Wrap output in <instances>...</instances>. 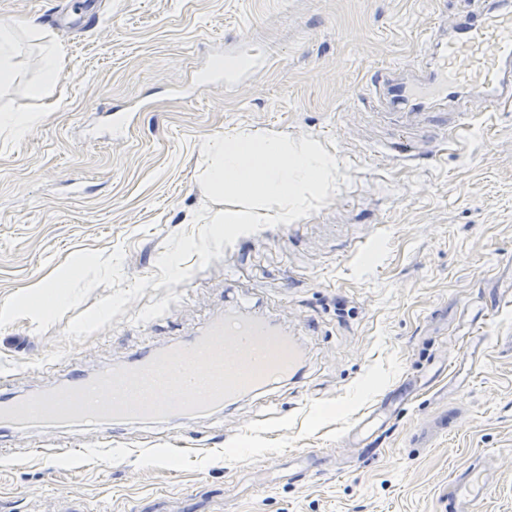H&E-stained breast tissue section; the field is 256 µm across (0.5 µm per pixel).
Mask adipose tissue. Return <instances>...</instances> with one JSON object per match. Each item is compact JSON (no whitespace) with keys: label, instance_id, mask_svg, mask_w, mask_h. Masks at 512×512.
Listing matches in <instances>:
<instances>
[{"label":"adipose tissue","instance_id":"adipose-tissue-1","mask_svg":"<svg viewBox=\"0 0 512 512\" xmlns=\"http://www.w3.org/2000/svg\"><path fill=\"white\" fill-rule=\"evenodd\" d=\"M44 41L39 76L28 94L40 102L57 86L60 71L47 32L31 28ZM203 173L208 201L202 219L207 224H235L246 229L262 222L291 223L304 190L322 185L329 175L326 158L314 150L289 148L286 138L241 132L211 137ZM233 207H226V200Z\"/></svg>","mask_w":512,"mask_h":512}]
</instances>
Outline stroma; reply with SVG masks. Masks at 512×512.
Here are the masks:
<instances>
[{
    "label": "stroma",
    "instance_id": "1",
    "mask_svg": "<svg viewBox=\"0 0 512 512\" xmlns=\"http://www.w3.org/2000/svg\"><path fill=\"white\" fill-rule=\"evenodd\" d=\"M482 0H0L60 81L0 135V303L78 276L49 322L0 323V394L46 392L166 350L225 304L294 336L302 374L223 413L0 436V512H448L490 461L512 512V103L396 113L433 30ZM0 109L34 106L22 40ZM249 55L207 76L212 56ZM314 145L335 179L288 224L199 221L209 137ZM401 410L361 428L385 394ZM29 34L36 40L47 42V44L44 45V53L41 55L38 64V79L29 85L27 91L31 99L41 102L49 96L59 82V65L49 34L42 31L37 26H33ZM0 131H8L10 134L19 135L30 127L39 123L43 117L41 111L29 112H3L0 111Z\"/></svg>",
    "mask_w": 512,
    "mask_h": 512
}]
</instances>
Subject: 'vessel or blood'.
I'll use <instances>...</instances> for the list:
<instances>
[{
	"label": "vessel or blood",
	"instance_id": "obj_1",
	"mask_svg": "<svg viewBox=\"0 0 512 512\" xmlns=\"http://www.w3.org/2000/svg\"><path fill=\"white\" fill-rule=\"evenodd\" d=\"M422 63L426 75L420 83L398 82L382 73L374 85L384 90L390 104L411 110L437 100L457 103L471 93L491 103L511 102L512 0H487L479 14L457 22L452 32L432 34ZM215 338L225 348L252 361L270 352L290 353L295 349L293 340L274 322L233 309L223 310L199 332L183 340L182 345L191 351ZM78 418L104 432L125 420L124 415L112 416L100 408L85 415L74 410L55 414L42 411L30 419L17 408L14 398L0 397L2 430L64 427ZM493 491L494 484L485 467L471 465L455 477L448 512H475Z\"/></svg>",
	"mask_w": 512,
	"mask_h": 512
}]
</instances>
